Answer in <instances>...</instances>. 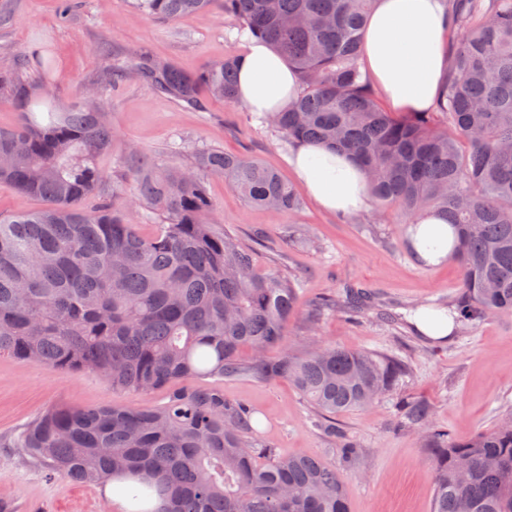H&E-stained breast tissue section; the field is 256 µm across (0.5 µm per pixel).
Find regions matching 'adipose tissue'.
I'll return each instance as SVG.
<instances>
[{
	"instance_id": "obj_1",
	"label": "adipose tissue",
	"mask_w": 512,
	"mask_h": 512,
	"mask_svg": "<svg viewBox=\"0 0 512 512\" xmlns=\"http://www.w3.org/2000/svg\"><path fill=\"white\" fill-rule=\"evenodd\" d=\"M448 17L443 0H375L364 33L363 64L389 109L430 110L448 72ZM294 69L268 44L249 40L238 66V94L259 115L284 110L300 94ZM288 164L298 183L322 209L343 215L368 201L366 172L349 155L303 143ZM411 246L425 265L449 259L454 234L445 217L426 211L415 219Z\"/></svg>"
}]
</instances>
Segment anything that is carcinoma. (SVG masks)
<instances>
[{
    "mask_svg": "<svg viewBox=\"0 0 512 512\" xmlns=\"http://www.w3.org/2000/svg\"><path fill=\"white\" fill-rule=\"evenodd\" d=\"M215 2L136 0L162 22ZM222 2L240 32L266 40L299 77L298 98L270 118L283 137L348 152L368 170L378 204L450 219L462 325L512 313V0H448V79L432 110L401 119L379 107L361 66L373 0ZM238 62L230 55L189 75L141 48L130 70L189 106L202 87L238 104ZM51 67L35 49L0 71V95L21 109L15 127L0 128V154L11 156L0 182L45 202L0 217V355L148 392L186 377L237 375L248 348L250 373L288 379L326 417V433L351 465L362 450L336 416L370 407L407 365L323 343L266 358L287 336L295 282L255 270L250 252L215 223L206 180L222 177L248 204L280 213L300 206L296 188L256 159L205 147L189 168L129 156L109 195L98 161L112 127L79 101L56 111L41 82ZM134 205L156 211L157 234L139 232ZM402 413L423 434L432 512H512V417L455 440L432 424L426 405L407 401ZM250 430L249 408L221 389L181 387L154 408L53 406L15 447L51 477L121 483L128 512H350L336 468L249 444ZM154 497L163 507H146Z\"/></svg>",
    "mask_w": 512,
    "mask_h": 512,
    "instance_id": "1",
    "label": "carcinoma"
}]
</instances>
